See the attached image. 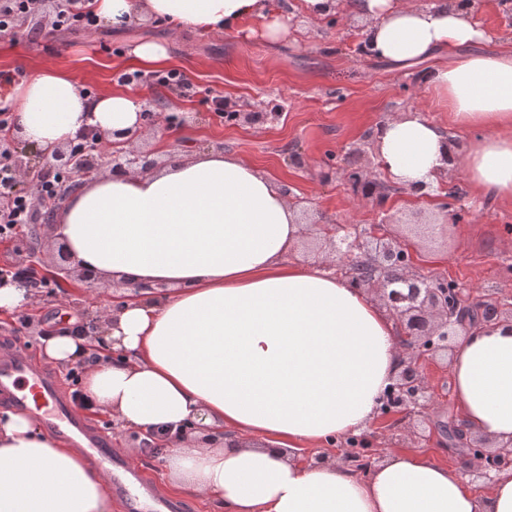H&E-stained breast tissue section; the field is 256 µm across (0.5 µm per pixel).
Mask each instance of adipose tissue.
Instances as JSON below:
<instances>
[{"label": "adipose tissue", "mask_w": 512, "mask_h": 512, "mask_svg": "<svg viewBox=\"0 0 512 512\" xmlns=\"http://www.w3.org/2000/svg\"><path fill=\"white\" fill-rule=\"evenodd\" d=\"M114 28L167 20L201 33L288 36L294 10L321 18L339 0H92ZM477 0H348L368 23L367 55L419 73L448 103L449 125L480 127L459 147L413 109L372 133L383 170L403 187L435 182L459 161L479 197L512 199V51L490 48ZM20 136L44 152L83 126L134 131L127 94L96 98L44 67L7 93ZM56 236L84 268L145 289L103 306L81 335L44 338L50 362L80 366L92 412L121 429L168 430L161 466L170 490L217 512H512V469L478 493L459 471L410 449L387 450L364 472L303 462L301 444L343 442L375 422L405 357L392 318L325 265L292 257L303 236L272 177L221 150L180 157L152 173H104L56 210ZM466 434L512 446V323L457 337L448 360ZM0 512H113L111 478L51 441L32 413H0Z\"/></svg>", "instance_id": "1"}]
</instances>
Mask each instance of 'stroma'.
<instances>
[{"label":"stroma","mask_w":512,"mask_h":512,"mask_svg":"<svg viewBox=\"0 0 512 512\" xmlns=\"http://www.w3.org/2000/svg\"><path fill=\"white\" fill-rule=\"evenodd\" d=\"M477 21L497 46L512 49V0H482ZM262 19L251 22L255 34H174L168 21H144L99 35L53 34L48 14L22 22L16 37H0V72L32 75L54 66L73 75L95 95L122 92L156 111L181 118L175 129L147 131L138 144L150 159L166 164L171 154L211 149L244 157L268 172L293 195L303 198L301 220L309 231L296 255L314 261L326 248L321 224H371L372 208L357 206L341 180L321 181L325 164L351 168L367 166L372 153V129L386 118L414 108L424 110L439 125L448 123V107L422 89L411 71L397 70L357 51L364 21L347 17L340 25L298 15L288 40L268 43L260 35ZM150 38L168 44L166 69L183 72L196 87L193 97L146 85L118 84L123 72L136 71L130 55L136 41ZM221 95L242 111L276 101L280 120L257 125L227 124L212 112L208 97ZM449 185L463 188L461 223L448 224L441 197H421L405 188L390 195L388 208L397 231L414 257L418 271L476 288L487 301L512 300V200L481 203L467 189L462 168L445 176ZM99 294L84 291L81 281L52 283L39 296L37 307L26 310L27 329H19L21 314L0 313V343L23 341L42 356V330L70 318L94 316ZM433 387L435 411L419 423L416 438L393 439L390 420L377 417L367 433L364 452L378 463L383 448H417L431 458L460 468L462 455L448 448L438 424L455 416L449 370L444 361L426 366Z\"/></svg>","instance_id":"35a3bbf8"}]
</instances>
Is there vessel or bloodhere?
Here are the masks:
<instances>
[{
  "label": "vessel or blood",
  "mask_w": 512,
  "mask_h": 512,
  "mask_svg": "<svg viewBox=\"0 0 512 512\" xmlns=\"http://www.w3.org/2000/svg\"><path fill=\"white\" fill-rule=\"evenodd\" d=\"M0 401L36 413L51 439L81 449L91 468L110 475L126 512H141L140 500L147 496L154 499V512H177L174 503L155 495L142 469L114 455L112 435L75 407L55 371L24 345L0 349Z\"/></svg>",
  "instance_id": "b4317fda"
}]
</instances>
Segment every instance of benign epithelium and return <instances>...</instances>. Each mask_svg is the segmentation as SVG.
<instances>
[{
  "instance_id": "benign-epithelium-1",
  "label": "benign epithelium",
  "mask_w": 512,
  "mask_h": 512,
  "mask_svg": "<svg viewBox=\"0 0 512 512\" xmlns=\"http://www.w3.org/2000/svg\"><path fill=\"white\" fill-rule=\"evenodd\" d=\"M234 123L254 124L280 118L279 112H233ZM143 125L148 128L173 126V116L155 112L145 105L140 112ZM86 135L93 147L82 154L73 152L72 146L59 148L52 153L46 168H67L72 183L65 193L84 185L94 174L112 165V171L127 173L149 170L154 162L147 159L134 146L112 148V141L98 128L89 129ZM0 156L8 162L15 177L9 190L0 189V208H5L15 192L37 191L43 169L31 164L23 153L12 147V142H0ZM379 162H371L361 170H348L330 166L322 179L340 178L350 185L358 205L370 204L377 214L373 224H345L338 228L324 224L321 231L328 238L332 254L358 276L357 285L376 295L388 313L396 320L401 331L399 341L406 350L393 383L383 397L380 414L395 416V425L405 430V422L413 415L421 416L434 411V392L428 384L420 364L422 358H433L448 351V340L458 335L461 328L474 325L467 313H478L482 323L512 320V303H490L476 295L472 288H463L444 277L431 278L413 270V257L408 248L393 236L387 226L390 218L385 204L388 194L386 182L380 179ZM61 264L56 266L53 277L60 280L78 270L72 255L63 247L58 249ZM407 431V430H405ZM412 437L414 432L409 430ZM469 458L477 463L475 472L492 481L503 470L512 466V450L491 451L475 439L471 442Z\"/></svg>"
}]
</instances>
